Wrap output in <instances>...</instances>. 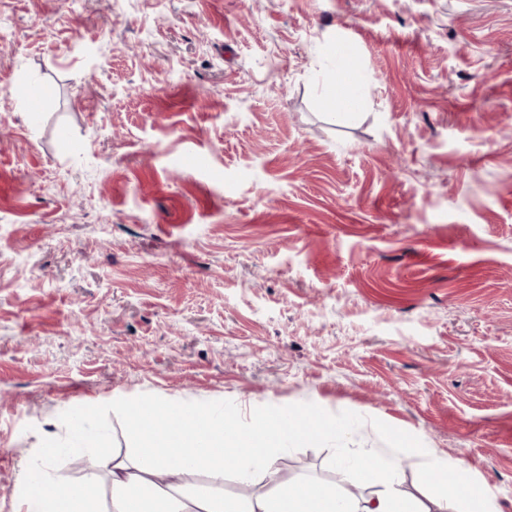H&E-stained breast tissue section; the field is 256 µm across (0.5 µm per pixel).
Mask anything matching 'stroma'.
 I'll return each mask as SVG.
<instances>
[{
    "label": "stroma",
    "instance_id": "stroma-1",
    "mask_svg": "<svg viewBox=\"0 0 512 512\" xmlns=\"http://www.w3.org/2000/svg\"><path fill=\"white\" fill-rule=\"evenodd\" d=\"M116 399L297 409L347 432L281 461L425 502L420 447L512 512V0H0V512L46 433L56 482L75 428L133 448ZM362 81L360 68L349 60V67L344 71L341 81L335 88L328 89L323 95L325 104L336 108L338 104L344 111L342 114H352L358 108L357 91Z\"/></svg>",
    "mask_w": 512,
    "mask_h": 512
}]
</instances>
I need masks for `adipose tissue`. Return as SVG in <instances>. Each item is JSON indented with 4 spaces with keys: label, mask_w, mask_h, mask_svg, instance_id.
Wrapping results in <instances>:
<instances>
[{
    "label": "adipose tissue",
    "mask_w": 512,
    "mask_h": 512,
    "mask_svg": "<svg viewBox=\"0 0 512 512\" xmlns=\"http://www.w3.org/2000/svg\"><path fill=\"white\" fill-rule=\"evenodd\" d=\"M128 425L137 445L131 456H101L99 463L112 475L110 508H100L89 484H57L53 494L42 488L59 447L46 436L34 461L24 463L19 481V512H448L449 500L473 503L484 495L470 465L457 460L453 479L429 502L413 506L399 487L400 464L395 457L375 453L340 462L342 470L357 468L377 493L360 501L345 500L333 486L302 483L281 484L276 489L243 499L223 490L228 471L243 482L256 474L275 477L279 455L291 442L306 438L300 411L281 416L256 412L247 426L225 423L223 414L195 407L156 405L149 410L132 406ZM182 462L184 470H200L210 478L211 491L195 496L158 475L170 459Z\"/></svg>",
    "instance_id": "ef3b65f1"
}]
</instances>
